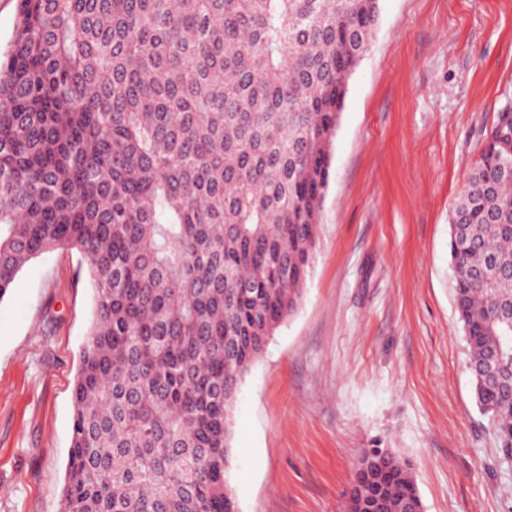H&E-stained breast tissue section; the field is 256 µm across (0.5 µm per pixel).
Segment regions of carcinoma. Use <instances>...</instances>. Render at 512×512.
Segmentation results:
<instances>
[{
    "label": "carcinoma",
    "instance_id": "1",
    "mask_svg": "<svg viewBox=\"0 0 512 512\" xmlns=\"http://www.w3.org/2000/svg\"><path fill=\"white\" fill-rule=\"evenodd\" d=\"M373 0H19L0 62V300L88 261L62 512H237L232 400L303 298ZM512 112L453 207L475 404L512 458ZM348 512H425L362 448Z\"/></svg>",
    "mask_w": 512,
    "mask_h": 512
}]
</instances>
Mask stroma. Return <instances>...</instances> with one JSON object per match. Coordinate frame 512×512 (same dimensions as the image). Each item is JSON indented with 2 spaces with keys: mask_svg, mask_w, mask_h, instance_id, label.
<instances>
[{
  "mask_svg": "<svg viewBox=\"0 0 512 512\" xmlns=\"http://www.w3.org/2000/svg\"><path fill=\"white\" fill-rule=\"evenodd\" d=\"M512 108V0H380L349 78L304 296L245 375L238 512H348L360 449L413 467L425 512H512V458L478 411L449 213ZM87 261L31 260L0 299V512H59Z\"/></svg>",
  "mask_w": 512,
  "mask_h": 512,
  "instance_id": "obj_1",
  "label": "stroma"
}]
</instances>
